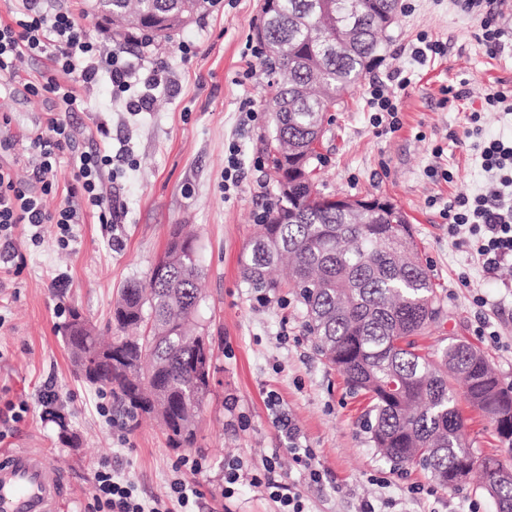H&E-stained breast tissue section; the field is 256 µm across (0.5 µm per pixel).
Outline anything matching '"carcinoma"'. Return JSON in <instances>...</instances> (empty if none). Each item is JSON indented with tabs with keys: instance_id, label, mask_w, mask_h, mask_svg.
I'll return each mask as SVG.
<instances>
[{
	"instance_id": "obj_1",
	"label": "carcinoma",
	"mask_w": 512,
	"mask_h": 512,
	"mask_svg": "<svg viewBox=\"0 0 512 512\" xmlns=\"http://www.w3.org/2000/svg\"><path fill=\"white\" fill-rule=\"evenodd\" d=\"M219 0H93L96 13H112V40L134 27L148 40H165ZM392 0H368L369 12L349 47L336 49V7L342 0H276L264 26L274 145L303 173L288 178L259 234L240 259L249 287L260 293L281 283L270 271L290 260L288 287L305 308V328L317 350L367 397L371 445L393 470L419 466L444 488L459 474L479 471L481 489L496 512H512V467L471 448L452 382L491 422L512 455V385L501 383L486 355L453 339L436 350L416 337L437 323L441 307L407 216L396 206L372 221L350 219L321 203L314 171L319 154H305L337 103L372 70L389 36L383 22ZM164 281L126 286L113 307L120 329L150 324L145 336H117L101 344L88 324L63 341L76 372L107 387L130 416L141 411L164 422L170 446L194 444L197 412L210 394L203 369H212L209 337L191 335L200 301L202 269L197 245L175 227L165 249Z\"/></svg>"
}]
</instances>
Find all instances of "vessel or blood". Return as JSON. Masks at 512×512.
I'll return each mask as SVG.
<instances>
[{"instance_id":"vessel-or-blood-1","label":"vessel or blood","mask_w":512,"mask_h":512,"mask_svg":"<svg viewBox=\"0 0 512 512\" xmlns=\"http://www.w3.org/2000/svg\"><path fill=\"white\" fill-rule=\"evenodd\" d=\"M65 477L42 448L0 452V512H63Z\"/></svg>"}]
</instances>
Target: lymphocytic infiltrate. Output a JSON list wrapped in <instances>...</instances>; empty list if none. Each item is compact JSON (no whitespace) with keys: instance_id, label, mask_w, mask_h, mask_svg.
<instances>
[{"instance_id":"1","label":"lymphocytic infiltrate","mask_w":512,"mask_h":512,"mask_svg":"<svg viewBox=\"0 0 512 512\" xmlns=\"http://www.w3.org/2000/svg\"><path fill=\"white\" fill-rule=\"evenodd\" d=\"M462 12L479 22V38L490 53L503 47L506 30L491 13L492 0H455ZM125 49L104 48L92 37L72 0H14L9 20H0V77L16 78L21 56L46 58L49 67L39 77L26 80V91L35 97L52 95L64 107V114H50L46 129L31 142V181L21 184L0 169V262L16 256L13 236L18 225L40 230L56 227L60 248H68L73 227L92 213L99 223H117L121 211L116 199L103 188V175L111 170L109 150L85 151L76 145L75 130L66 113L75 111L81 100L78 88H89L101 76H109L114 94H128L132 112H147L153 106L154 89L163 81L165 66L156 63L143 80L147 91L131 95L137 73L125 57ZM413 83L411 74L395 71L387 81H371L367 104L374 127L395 132L404 96ZM481 165L491 178L479 193L459 192L440 214L448 224L449 236H464L465 246L486 274H496L512 263V143L487 140L479 154ZM68 164L72 182L63 205L55 211L44 207V199L58 183L61 164ZM88 512H171L166 502L146 504L128 481L116 478L107 460H99Z\"/></svg>"}]
</instances>
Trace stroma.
Returning <instances> with one entry per match:
<instances>
[{
    "mask_svg": "<svg viewBox=\"0 0 512 512\" xmlns=\"http://www.w3.org/2000/svg\"><path fill=\"white\" fill-rule=\"evenodd\" d=\"M263 2L222 0L169 41L132 46L142 74H149L153 63L168 67L169 82L156 89L151 111L128 112L125 98L114 97L105 79L70 113L81 149L100 146L134 159L118 177L126 210L118 224L85 214L64 250L56 244L53 225H43L37 244L27 228L16 229L17 256L10 272H0V401L25 402L28 412L4 445L52 451L74 493L67 512H85L103 458L147 501L166 498L174 479L192 483L201 493L196 512H279L264 488L247 481L225 497L224 465L230 461L247 475L275 462V479L297 487L306 512H360L366 500L377 512H467L472 505L478 512H496L474 481L445 489L424 470L392 471L363 428L366 400L350 393L340 373L317 353L290 288L262 297L243 279L239 258L276 196L262 154L272 133V74L262 59L244 57ZM409 2L412 11L398 13L392 39L370 72L381 80L399 68L414 72L415 84L402 103L401 130L377 134L368 112V83L358 82L336 108L316 177L325 193L381 197L408 216L442 306L440 322L422 345L467 341L512 383V264L495 276L484 275L449 237L438 210L461 191H479L486 181L478 151L454 144L448 135L463 133L467 115L480 109L490 88L512 89V48L488 55L476 21L454 0ZM423 32L442 42L445 54L420 65L410 45ZM183 44L190 45V54L180 53ZM46 66V59L25 57L18 63L19 79H0V113L12 118L9 126H0V140L13 143L9 152H0V166L22 183L29 180L31 137L60 109L53 96L35 98L23 86ZM463 81L468 98L442 104L441 87ZM245 99L252 101L254 116L240 112ZM100 124L108 137L97 133ZM232 144L241 150L244 175L239 187L228 190L224 158ZM435 164L452 171V181L428 177ZM178 224L197 236L204 292L196 325L213 343L216 366L190 449L171 447L159 421L130 418L109 389L81 380L62 339L72 309L99 336L110 338L121 289L148 279ZM478 294L486 297L485 306L476 305ZM485 325L498 330L500 339L481 335ZM50 387L59 394L51 406L43 402ZM281 414L298 427L302 445L314 449L321 482H311L293 462L277 421ZM185 456L199 458L201 468L179 467Z\"/></svg>",
    "mask_w": 512,
    "mask_h": 512,
    "instance_id": "35a3bbf8",
    "label": "stroma"
}]
</instances>
